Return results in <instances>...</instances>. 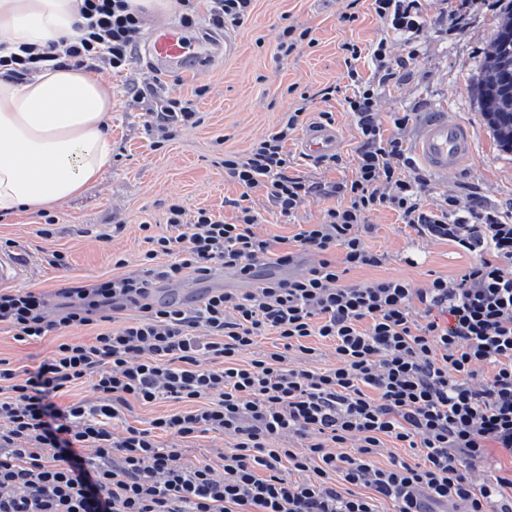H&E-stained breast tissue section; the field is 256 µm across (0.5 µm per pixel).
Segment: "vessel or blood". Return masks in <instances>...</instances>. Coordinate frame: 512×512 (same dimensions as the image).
<instances>
[{"mask_svg":"<svg viewBox=\"0 0 512 512\" xmlns=\"http://www.w3.org/2000/svg\"><path fill=\"white\" fill-rule=\"evenodd\" d=\"M232 36L223 41L193 39L176 23L150 27L143 60L147 67L166 73L183 74L190 69L212 61L218 53H233ZM339 136L332 126L314 123L301 135L300 148L309 156L335 153ZM472 152V142L467 126L438 113L422 129L418 139V153L422 161L439 174L461 166Z\"/></svg>","mask_w":512,"mask_h":512,"instance_id":"obj_1","label":"vessel or blood"}]
</instances>
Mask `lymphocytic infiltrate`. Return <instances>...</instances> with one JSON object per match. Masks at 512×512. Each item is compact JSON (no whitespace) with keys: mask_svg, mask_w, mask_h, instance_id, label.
I'll use <instances>...</instances> for the list:
<instances>
[{"mask_svg":"<svg viewBox=\"0 0 512 512\" xmlns=\"http://www.w3.org/2000/svg\"><path fill=\"white\" fill-rule=\"evenodd\" d=\"M180 21L212 28L242 23L252 0H179ZM388 31L415 39L417 0H373ZM78 34L0 55V70L27 77L44 67L120 72L144 32L128 0H81ZM373 78L344 103L361 141L352 178L316 182L291 173L285 146L311 100L274 132L224 156V177L262 191L292 216L313 195L337 198L317 224L300 225L276 250L240 207L229 223L206 209L168 210L169 231L142 225L148 248L138 270L116 259L112 276L49 294L0 289V324L16 341L90 327V340L61 341L32 368L0 358V512H512V469L491 480L475 470L491 453L512 457V204L445 197L424 208L421 176L404 147L408 116L384 134L377 89L394 77L387 39L373 45ZM142 94L166 128L195 118L194 99L159 76ZM391 210L419 237L452 243L472 261L460 277L415 288L404 279L351 283L350 270L386 254L366 240L368 214ZM313 255L305 272L288 267ZM230 270L253 281L210 289L197 304L159 303L158 284ZM265 336L273 350H258ZM331 343L318 368L310 339ZM91 398L62 403L69 388ZM173 410L132 425L134 405ZM222 435L213 457L188 461L187 443ZM417 450V464L379 457L387 444Z\"/></svg>","mask_w":512,"mask_h":512,"instance_id":"lymphocytic-infiltrate-1","label":"lymphocytic infiltrate"}]
</instances>
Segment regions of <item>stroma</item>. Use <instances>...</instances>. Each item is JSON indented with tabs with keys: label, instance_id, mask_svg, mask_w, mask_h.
<instances>
[{
	"label": "stroma",
	"instance_id": "1",
	"mask_svg": "<svg viewBox=\"0 0 512 512\" xmlns=\"http://www.w3.org/2000/svg\"><path fill=\"white\" fill-rule=\"evenodd\" d=\"M350 0H253L243 24L231 26L236 42L231 56L179 78V89L188 95L198 87L205 95L198 100V121L178 128L171 139L148 124L151 99L134 94L148 71L141 61L128 70L103 74L112 86V160L100 180L82 195L44 214L0 217V240H14L12 256L21 259L23 270L15 285L53 293L72 282L112 274L115 256H124L129 270H137L144 245L140 225L155 232L167 230V212L172 204L187 211L206 208L233 222L231 205L241 190L224 178V156L247 149L271 132L283 113L294 109L296 98L288 92L297 87L311 93L350 83L342 43L360 46L378 42L386 34L371 0H359L358 19L347 23L341 15ZM425 19L423 32L411 43L398 38L390 43L392 60H405L394 79L377 97L378 118L385 131H392L396 114L409 113L405 146L415 158L416 169L427 180L421 194L424 206L453 195L481 196L487 204L512 202V153L503 152L487 126L473 93V82L484 53L496 35V19L503 0H469L463 16L453 14V0H420ZM289 25L312 28L315 46H304L288 57L275 54L282 30ZM331 113L340 135L337 162L326 167L304 157L298 136H291L286 150L294 171L311 180L338 182L352 177L355 149L360 139L350 112L341 99L314 101L305 120L318 121ZM445 112L468 125L473 142L469 162L445 175L426 170L417 159V142L424 124L434 113ZM333 199L310 197L293 217L275 210L261 194H253L252 207L261 215L258 230L269 236H292L297 225L321 222ZM374 229L367 243L387 254L377 268L351 270L350 281L371 278H404L414 287H424L438 277H459L471 258L443 241L419 238L398 215L382 210L368 215ZM51 225L53 236L43 239L39 229ZM60 249L69 255V266L54 269L42 261L43 251ZM419 257L418 265L405 263L407 253ZM53 338L20 343L6 325H0V358L16 365H35L49 355Z\"/></svg>",
	"mask_w": 512,
	"mask_h": 512
}]
</instances>
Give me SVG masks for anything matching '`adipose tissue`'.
Masks as SVG:
<instances>
[{"mask_svg":"<svg viewBox=\"0 0 512 512\" xmlns=\"http://www.w3.org/2000/svg\"><path fill=\"white\" fill-rule=\"evenodd\" d=\"M77 0H0V43L47 45L74 36ZM112 87L94 72H0V214L67 202L112 157Z\"/></svg>","mask_w":512,"mask_h":512,"instance_id":"adipose-tissue-1","label":"adipose tissue"}]
</instances>
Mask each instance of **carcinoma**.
<instances>
[{
    "label": "carcinoma",
    "instance_id": "carcinoma-1",
    "mask_svg": "<svg viewBox=\"0 0 512 512\" xmlns=\"http://www.w3.org/2000/svg\"><path fill=\"white\" fill-rule=\"evenodd\" d=\"M480 110L498 146L512 153V6L497 26L474 85Z\"/></svg>",
    "mask_w": 512,
    "mask_h": 512
}]
</instances>
